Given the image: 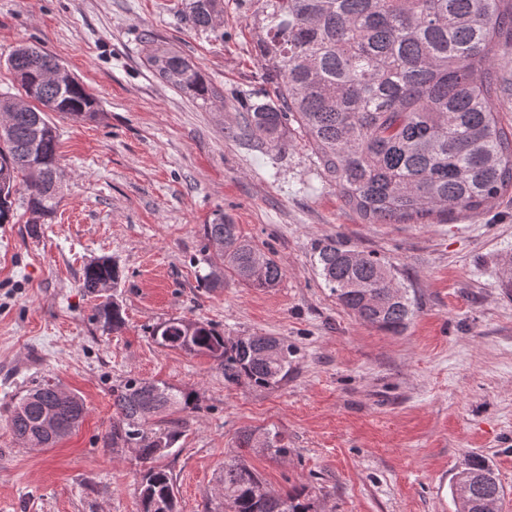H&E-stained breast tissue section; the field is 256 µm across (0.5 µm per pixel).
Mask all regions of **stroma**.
<instances>
[{"label": "stroma", "instance_id": "35a3bbf8", "mask_svg": "<svg viewBox=\"0 0 512 512\" xmlns=\"http://www.w3.org/2000/svg\"><path fill=\"white\" fill-rule=\"evenodd\" d=\"M256 0H224V35L193 30L182 0H0V94L19 86L5 60L20 43L58 58L104 116L52 114L62 197L37 218L25 192L0 224V512H141L146 468L106 448L112 388L127 377L199 395L177 412L182 437L161 463L180 512L218 504L224 464L241 458L284 493L305 488L317 512H456L451 487L469 456L495 469L512 512V194L445 224H365L346 208L300 135L280 151L254 137L250 104L267 86L256 57ZM188 57L224 95L199 107L150 67L157 47ZM227 215L284 269L277 287L225 275L203 225ZM37 223L30 234L29 223ZM341 238L387 262L414 301L393 334L345 310L318 275L315 243ZM115 260L125 324L102 333L84 267ZM211 322L226 339L273 336L296 349L273 388L232 384L209 357L158 346L152 325ZM80 396L86 416L52 448L18 445L15 399L40 380ZM268 428L287 459L241 447Z\"/></svg>", "mask_w": 512, "mask_h": 512}]
</instances>
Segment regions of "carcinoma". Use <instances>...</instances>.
I'll use <instances>...</instances> for the list:
<instances>
[{
	"label": "carcinoma",
	"mask_w": 512,
	"mask_h": 512,
	"mask_svg": "<svg viewBox=\"0 0 512 512\" xmlns=\"http://www.w3.org/2000/svg\"><path fill=\"white\" fill-rule=\"evenodd\" d=\"M255 45L266 101L250 106L252 133L281 150L299 130L344 205L368 224L440 223L461 211L492 208L512 191V130L493 101L501 90L491 52L512 41V0H257ZM190 27L224 34V0H184ZM151 68L171 87L207 107L224 99L178 51L157 48ZM60 61L22 43L7 66L30 102L0 96V224L14 220L12 196L21 184L28 208L54 213L61 190L57 129L48 113L95 120L96 97L77 79L56 85L48 77ZM297 128H292V125ZM207 243L223 244L224 266L251 288H274L279 262L245 239L222 215L203 226ZM313 260L325 286L365 323L398 334L411 315V299L391 267L342 239L315 244ZM122 280L108 257L84 267L82 288L100 302L92 320L111 333L125 325L122 306L100 287ZM164 348L206 355L224 366L233 384L269 388L288 381L295 350L272 336L233 342L209 322L174 317L152 326ZM115 416L106 434L112 449L134 448L152 463L141 475L142 512H179L171 473L153 462L172 453L177 427L154 419L199 408L194 392L165 382L129 377L112 389ZM55 411L60 431L40 430L43 411ZM82 399L44 381L13 404L7 427L32 448H50L82 423ZM465 481L452 485L457 512H480L503 488L494 468L472 457ZM227 512H315L305 489L276 494L239 459L224 464Z\"/></svg>",
	"instance_id": "cac0c4a2"
}]
</instances>
